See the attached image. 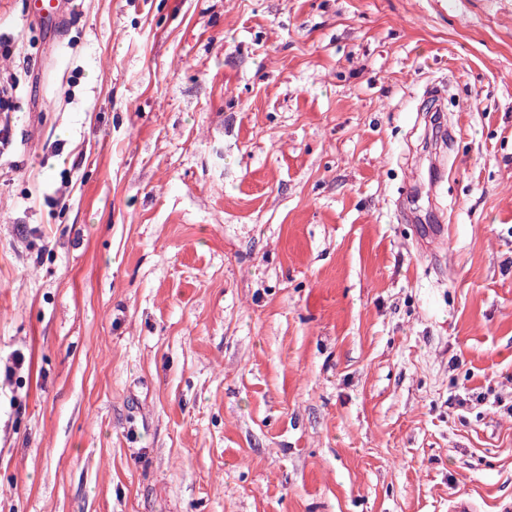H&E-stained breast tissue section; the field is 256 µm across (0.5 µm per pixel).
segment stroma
<instances>
[{"label": "stroma", "instance_id": "stroma-1", "mask_svg": "<svg viewBox=\"0 0 512 512\" xmlns=\"http://www.w3.org/2000/svg\"><path fill=\"white\" fill-rule=\"evenodd\" d=\"M27 9L0 512L512 502V0ZM32 14L42 18L52 20L54 23L61 22L65 16V5L67 0H32Z\"/></svg>", "mask_w": 512, "mask_h": 512}]
</instances>
